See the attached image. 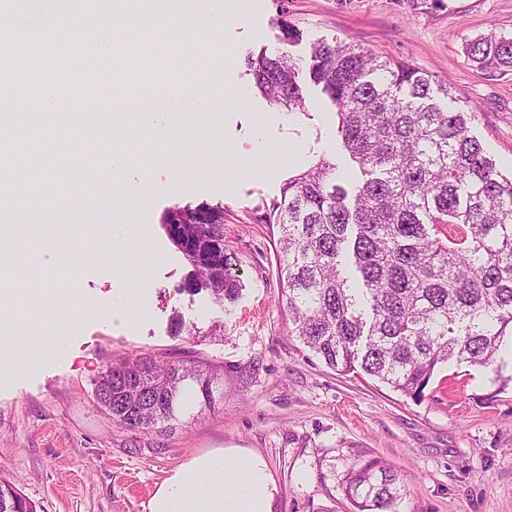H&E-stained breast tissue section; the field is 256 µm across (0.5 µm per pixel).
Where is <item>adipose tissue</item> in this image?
<instances>
[{
  "mask_svg": "<svg viewBox=\"0 0 512 512\" xmlns=\"http://www.w3.org/2000/svg\"><path fill=\"white\" fill-rule=\"evenodd\" d=\"M274 493L259 455L224 449L174 470L151 497L149 512H271Z\"/></svg>",
  "mask_w": 512,
  "mask_h": 512,
  "instance_id": "obj_1",
  "label": "adipose tissue"
}]
</instances>
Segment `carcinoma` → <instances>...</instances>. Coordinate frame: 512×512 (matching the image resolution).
<instances>
[{"label":"carcinoma","mask_w":512,"mask_h":512,"mask_svg":"<svg viewBox=\"0 0 512 512\" xmlns=\"http://www.w3.org/2000/svg\"><path fill=\"white\" fill-rule=\"evenodd\" d=\"M482 69L512 68V38L465 45ZM273 106H303L304 80L335 106L337 135L364 180L340 183L320 159L288 179L274 205L279 264L292 333L330 369L380 382L419 401L440 366L490 369L500 388L512 359V176L470 135L466 112L441 106L448 87L415 66L350 45L317 42L307 70L287 55L248 59ZM163 226L192 266L185 288L234 300L222 224ZM214 379L150 357L120 361L97 383L112 418L153 428L187 401L211 407ZM407 480L372 460L351 468L344 492L354 512H401ZM0 512H37L0 476Z\"/></svg>","instance_id":"1"}]
</instances>
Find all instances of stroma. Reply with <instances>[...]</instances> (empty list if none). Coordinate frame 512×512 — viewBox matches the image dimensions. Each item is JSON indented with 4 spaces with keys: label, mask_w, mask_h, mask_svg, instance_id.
<instances>
[{
    "label": "stroma",
    "mask_w": 512,
    "mask_h": 512,
    "mask_svg": "<svg viewBox=\"0 0 512 512\" xmlns=\"http://www.w3.org/2000/svg\"><path fill=\"white\" fill-rule=\"evenodd\" d=\"M136 14L143 27L164 24L141 0H108L85 53L67 55L65 37L21 68L28 109L0 128L40 116L45 147L16 145L0 165L17 204L11 245L24 270L18 285L27 310L0 308V327L23 363L0 383V472L37 512H149L154 492L193 456L245 448L263 457L276 493L273 512H351L343 481L354 466L378 459L404 474L402 512H512V387L496 391L492 371L448 363L416 402L369 378L328 368L293 336L278 278L276 225L267 220L288 177L324 158L343 179L356 178L336 133V110L307 86L303 109L269 106L253 84L248 56L266 51L308 58L314 43L354 45L406 61L447 84L450 108L471 113V133L497 170L512 173V69L481 70L467 42L512 37V0H234L220 35L196 26L182 44L204 57L197 93L220 124L176 125L161 142L153 112H184L172 77L141 61L142 50L115 42L111 19ZM300 30L287 47L280 21ZM135 94L124 116L112 105L116 62ZM94 72L103 128L92 134L83 96L44 114L56 84ZM265 114L257 124V114ZM281 143L288 159L256 166L260 144ZM131 155L128 177L148 181L142 207L115 206L94 194L107 185L114 156ZM88 220L57 206L61 190ZM224 211V249L240 290L234 302L183 288L191 267L169 240L162 217L174 206ZM38 209L45 221L25 224ZM146 262L151 283L142 306L118 298L131 288V265ZM149 356L211 373L214 404H193L162 428L129 429L97 401L96 382L124 358Z\"/></svg>",
    "instance_id": "obj_1"
}]
</instances>
